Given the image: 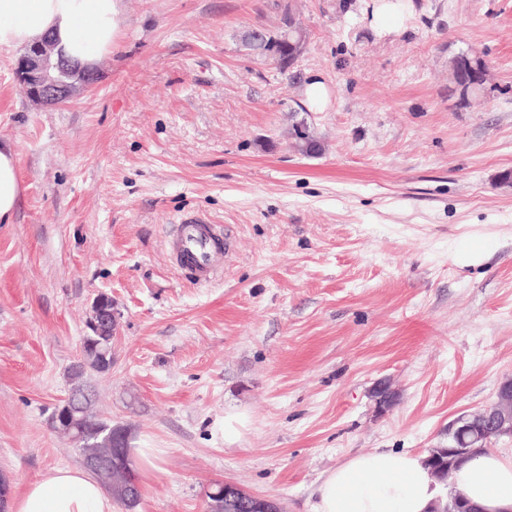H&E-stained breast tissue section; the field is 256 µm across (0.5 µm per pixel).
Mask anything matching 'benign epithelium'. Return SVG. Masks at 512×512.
I'll use <instances>...</instances> for the list:
<instances>
[{
	"instance_id": "1",
	"label": "benign epithelium",
	"mask_w": 512,
	"mask_h": 512,
	"mask_svg": "<svg viewBox=\"0 0 512 512\" xmlns=\"http://www.w3.org/2000/svg\"><path fill=\"white\" fill-rule=\"evenodd\" d=\"M453 77L462 93L484 84L488 79V69L475 68L466 64V56L455 57L450 64ZM15 74L28 90L30 98L46 105H57L69 100L76 93L77 85L88 88L96 83L98 71L83 69L54 58V44L46 37L30 46L20 57ZM89 325L99 334L117 329L118 323L112 305L100 299L92 306ZM376 409L382 413L392 407L396 393L387 384H380L373 391ZM91 408V395L82 389H74L57 404L53 416L57 421L56 432L78 438L74 433V415ZM512 436V380L500 384L497 400L489 407L469 414H462L448 424V436L454 440V448L469 454L475 448H485L493 439ZM127 431L114 428L108 435L109 451L100 457L85 460L87 467L110 474L124 466L123 445Z\"/></svg>"
}]
</instances>
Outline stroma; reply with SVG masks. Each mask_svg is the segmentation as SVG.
I'll return each mask as SVG.
<instances>
[{
	"label": "stroma",
	"instance_id": "1",
	"mask_svg": "<svg viewBox=\"0 0 512 512\" xmlns=\"http://www.w3.org/2000/svg\"><path fill=\"white\" fill-rule=\"evenodd\" d=\"M121 0L100 82L32 102L0 52V139L17 153L0 224V476L10 496L83 467L48 416L98 295L121 313L94 412L158 448L134 512H207L215 484L313 512L321 477L373 451L425 455L512 378V0ZM291 11L287 69L243 34ZM477 51L486 91L448 65ZM324 109L308 100L313 82ZM323 144L306 157L289 133ZM234 243L195 282L172 261L187 213ZM389 383L378 414L371 390ZM243 411L238 441L224 416Z\"/></svg>",
	"mask_w": 512,
	"mask_h": 512
}]
</instances>
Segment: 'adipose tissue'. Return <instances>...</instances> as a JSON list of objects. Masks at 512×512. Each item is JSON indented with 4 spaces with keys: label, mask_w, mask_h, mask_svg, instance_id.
<instances>
[{
    "label": "adipose tissue",
    "mask_w": 512,
    "mask_h": 512,
    "mask_svg": "<svg viewBox=\"0 0 512 512\" xmlns=\"http://www.w3.org/2000/svg\"><path fill=\"white\" fill-rule=\"evenodd\" d=\"M119 0H0V51L52 37L70 61L93 67L119 30ZM21 185L13 146L0 142V224L12 223ZM454 488L480 512H512V454L482 453L463 462ZM439 487L423 456L377 451L330 470L314 512H429ZM10 512H112V498L79 468H55L15 496Z\"/></svg>",
    "instance_id": "adipose-tissue-1"
}]
</instances>
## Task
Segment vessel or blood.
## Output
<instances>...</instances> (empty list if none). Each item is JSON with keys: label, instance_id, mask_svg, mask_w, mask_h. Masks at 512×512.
<instances>
[{"label": "vessel or blood", "instance_id": "vessel-or-blood-1", "mask_svg": "<svg viewBox=\"0 0 512 512\" xmlns=\"http://www.w3.org/2000/svg\"><path fill=\"white\" fill-rule=\"evenodd\" d=\"M230 241L209 221L200 217L180 220L173 238V256L177 266L187 270L195 282L209 281L224 264Z\"/></svg>", "mask_w": 512, "mask_h": 512}]
</instances>
